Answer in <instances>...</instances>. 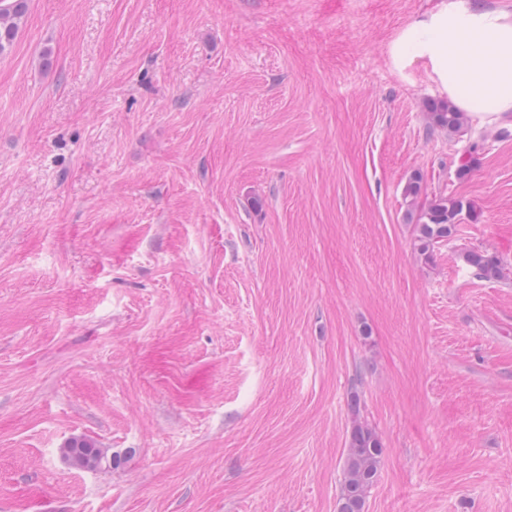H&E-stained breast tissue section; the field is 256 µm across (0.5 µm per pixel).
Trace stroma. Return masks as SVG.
I'll return each instance as SVG.
<instances>
[{
	"instance_id": "obj_1",
	"label": "stroma",
	"mask_w": 512,
	"mask_h": 512,
	"mask_svg": "<svg viewBox=\"0 0 512 512\" xmlns=\"http://www.w3.org/2000/svg\"><path fill=\"white\" fill-rule=\"evenodd\" d=\"M441 0H28L0 54V512H512V118L394 40ZM474 153L473 173L456 176ZM473 205L429 263L403 187ZM74 437L120 455L79 470ZM463 262L472 269L476 278L484 280H511L512 270L505 267L497 256L486 249H466L460 253ZM381 455L382 447L375 431L355 419L348 440L338 512H364L366 496L378 472Z\"/></svg>"
}]
</instances>
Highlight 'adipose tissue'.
<instances>
[{
  "instance_id": "1",
  "label": "adipose tissue",
  "mask_w": 512,
  "mask_h": 512,
  "mask_svg": "<svg viewBox=\"0 0 512 512\" xmlns=\"http://www.w3.org/2000/svg\"><path fill=\"white\" fill-rule=\"evenodd\" d=\"M426 59L450 101L476 115L512 113V10L443 0L392 45L395 67Z\"/></svg>"
}]
</instances>
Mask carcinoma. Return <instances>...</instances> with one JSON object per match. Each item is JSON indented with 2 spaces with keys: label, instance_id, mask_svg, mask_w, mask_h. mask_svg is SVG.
Returning a JSON list of instances; mask_svg holds the SVG:
<instances>
[{
  "label": "carcinoma",
  "instance_id": "cac0c4a2",
  "mask_svg": "<svg viewBox=\"0 0 512 512\" xmlns=\"http://www.w3.org/2000/svg\"><path fill=\"white\" fill-rule=\"evenodd\" d=\"M26 13L27 0H0V53L12 45ZM426 109L429 129L442 130L450 136L464 132L465 113L448 101H429ZM464 209L470 216H475L472 205L453 196L441 195L418 210L408 211L407 219L415 224L414 251L420 259L431 261L436 245L457 234V214ZM460 258L479 279L500 281L512 278V270L485 249H466L460 253ZM61 454L76 469L98 470L121 463L120 456H107L94 441L86 438L69 440L61 448ZM381 455L382 447L375 431L368 424L354 420L345 457L338 512H364L366 496L378 472Z\"/></svg>",
  "mask_w": 512,
  "mask_h": 512
}]
</instances>
